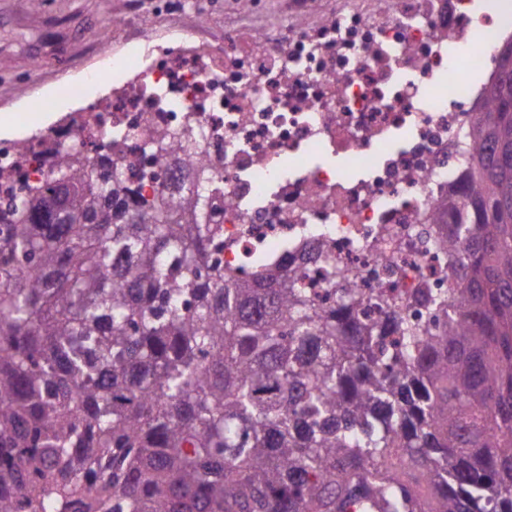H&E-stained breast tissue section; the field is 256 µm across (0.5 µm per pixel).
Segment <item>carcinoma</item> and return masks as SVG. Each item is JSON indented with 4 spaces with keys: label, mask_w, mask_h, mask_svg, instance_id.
<instances>
[{
    "label": "carcinoma",
    "mask_w": 512,
    "mask_h": 512,
    "mask_svg": "<svg viewBox=\"0 0 512 512\" xmlns=\"http://www.w3.org/2000/svg\"><path fill=\"white\" fill-rule=\"evenodd\" d=\"M464 133L458 287L321 293L206 260L197 191L141 195L71 144L0 170V512H512V39Z\"/></svg>",
    "instance_id": "1"
}]
</instances>
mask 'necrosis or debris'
Returning a JSON list of instances; mask_svg holds the SVG:
<instances>
[{
	"mask_svg": "<svg viewBox=\"0 0 512 512\" xmlns=\"http://www.w3.org/2000/svg\"><path fill=\"white\" fill-rule=\"evenodd\" d=\"M511 25L472 0H342L318 17L310 0H288L271 24L242 12L217 44L197 14L174 46L119 60L126 76L86 111V128H49L23 156L2 145L0 166L36 175L70 141L92 161L108 130L130 175L154 131H188L213 179L225 269L261 258L313 273L329 251L357 287L443 289L430 217L460 189L458 143L482 107L475 64Z\"/></svg>",
	"mask_w": 512,
	"mask_h": 512,
	"instance_id": "1",
	"label": "necrosis or debris"
}]
</instances>
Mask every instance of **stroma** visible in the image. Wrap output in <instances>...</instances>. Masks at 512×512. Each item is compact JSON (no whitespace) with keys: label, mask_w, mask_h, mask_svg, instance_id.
<instances>
[{"label":"stroma","mask_w":512,"mask_h":512,"mask_svg":"<svg viewBox=\"0 0 512 512\" xmlns=\"http://www.w3.org/2000/svg\"><path fill=\"white\" fill-rule=\"evenodd\" d=\"M175 2L139 0L154 46L180 35L169 11ZM129 8L130 0H44L36 17L30 0H0V117L10 116L11 139L38 135L111 91L122 73L100 67L99 33Z\"/></svg>","instance_id":"stroma-1"}]
</instances>
